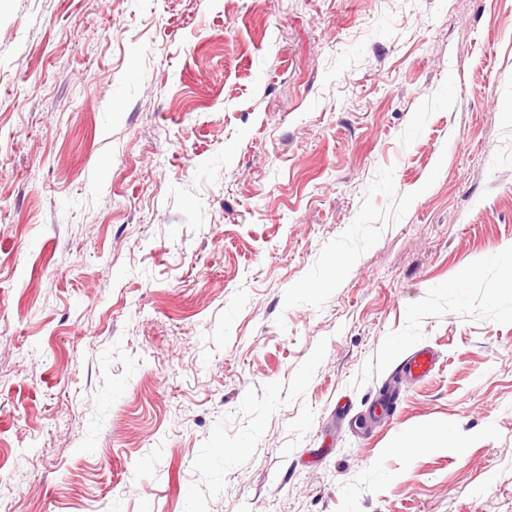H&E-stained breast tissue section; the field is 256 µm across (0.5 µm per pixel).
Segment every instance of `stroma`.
Segmentation results:
<instances>
[{"mask_svg": "<svg viewBox=\"0 0 512 512\" xmlns=\"http://www.w3.org/2000/svg\"><path fill=\"white\" fill-rule=\"evenodd\" d=\"M510 246L512 0H0V512H512ZM438 362L436 353L422 348L412 353L398 367V375L413 383L427 380L435 371ZM399 401L400 391L398 388L392 383L383 385L374 400L373 415L378 418L390 416L396 411Z\"/></svg>", "mask_w": 512, "mask_h": 512, "instance_id": "1", "label": "stroma"}]
</instances>
